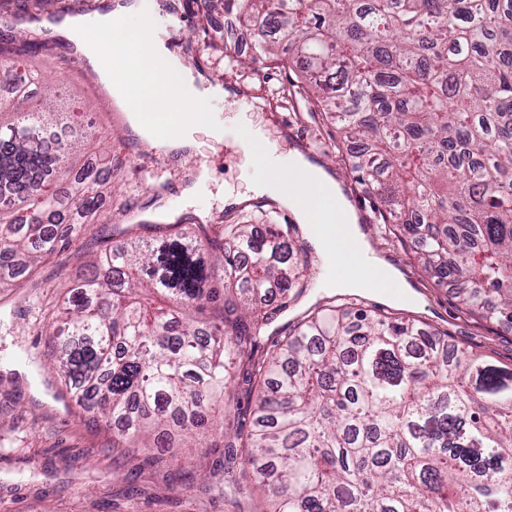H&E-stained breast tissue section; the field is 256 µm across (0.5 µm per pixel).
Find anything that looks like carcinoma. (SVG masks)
<instances>
[{
  "label": "carcinoma",
  "instance_id": "cac0c4a2",
  "mask_svg": "<svg viewBox=\"0 0 512 512\" xmlns=\"http://www.w3.org/2000/svg\"><path fill=\"white\" fill-rule=\"evenodd\" d=\"M200 2L304 73L410 259L469 315L512 323V0ZM39 49L0 41V272L29 282L99 209V181L74 172L91 122L22 66ZM209 228H126L53 312L47 361L127 475L162 468L170 428L207 426L212 489L239 512H512V366L334 300L267 347L309 265L277 224Z\"/></svg>",
  "mask_w": 512,
  "mask_h": 512
}]
</instances>
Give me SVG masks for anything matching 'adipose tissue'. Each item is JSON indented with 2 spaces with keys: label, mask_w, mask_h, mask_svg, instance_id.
Returning <instances> with one entry per match:
<instances>
[{
  "label": "adipose tissue",
  "mask_w": 512,
  "mask_h": 512,
  "mask_svg": "<svg viewBox=\"0 0 512 512\" xmlns=\"http://www.w3.org/2000/svg\"><path fill=\"white\" fill-rule=\"evenodd\" d=\"M148 18L143 0H133L90 19H64L57 30L101 73L113 97L127 105L129 121L140 138L178 153L193 147V138L184 131L161 136L160 120L131 107L133 95L157 84H176L177 96L168 112L188 113L193 127L200 128L206 124L205 103L216 96L232 97L233 92L196 80L162 45L146 41L142 23ZM257 192L291 211L303 226L309 244L328 270L322 281L324 289L370 292L390 305L417 303L419 295L401 270L373 249L341 181L302 151H293L279 177L265 180Z\"/></svg>",
  "instance_id": "obj_1"
}]
</instances>
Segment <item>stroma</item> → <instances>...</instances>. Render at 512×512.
I'll list each match as a JSON object with an SVG mask.
<instances>
[{
  "mask_svg": "<svg viewBox=\"0 0 512 512\" xmlns=\"http://www.w3.org/2000/svg\"><path fill=\"white\" fill-rule=\"evenodd\" d=\"M156 10L176 8L184 19L182 31L165 39L166 48L188 69L212 83L235 87L245 98L265 102L291 144L276 143L279 153L289 147L314 154L336 173L365 208L368 232L378 253L406 273L421 295L411 314L445 331L450 340L487 353L500 366L512 364V325L476 319L462 311L453 290L434 286L415 268L406 246L379 230L377 202L356 183L345 156L337 149L341 132L334 121L290 91L296 71L263 60L230 63L224 57V31L218 23L223 11L202 18L196 0H153ZM52 0H0V17L20 30L43 33L59 24ZM29 63L48 71L60 92H73L90 102L96 131L95 151L112 158V190L103 194L101 208L115 215L112 224L95 225L93 232L72 248L46 259L39 267L38 287L0 284V512H237L219 492H202L205 474L214 461L206 449L183 456L179 449L166 454L164 472L143 467L136 492H128L127 469L114 462L109 436L93 426L88 415L67 410L55 397L58 379L45 364L44 308L58 299L80 272L82 262L111 239L114 226L171 224L177 217L205 213L220 224H272L274 213L248 206L226 210V191H245L249 179L262 172L248 171L242 151H224L205 133H197L198 147L180 154L166 153L154 143L138 139L127 114L121 113L110 88L83 56L71 60L30 54ZM209 179L201 193L181 199L184 186L195 179L197 167Z\"/></svg>",
  "mask_w": 512,
  "mask_h": 512,
  "instance_id": "stroma-1",
  "label": "stroma"
}]
</instances>
